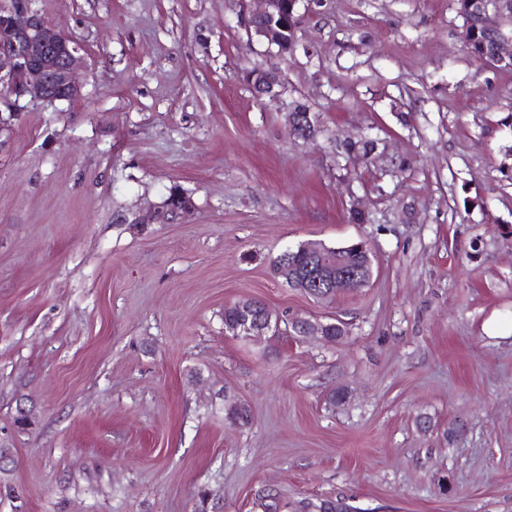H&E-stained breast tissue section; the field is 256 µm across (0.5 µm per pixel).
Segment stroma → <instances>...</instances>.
Wrapping results in <instances>:
<instances>
[{
  "mask_svg": "<svg viewBox=\"0 0 512 512\" xmlns=\"http://www.w3.org/2000/svg\"><path fill=\"white\" fill-rule=\"evenodd\" d=\"M33 6L83 87L0 113V512H512V70L456 0H296L285 54L260 0ZM308 241L370 285L288 287ZM241 299L349 332L236 337Z\"/></svg>",
  "mask_w": 512,
  "mask_h": 512,
  "instance_id": "1",
  "label": "stroma"
}]
</instances>
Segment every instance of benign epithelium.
Wrapping results in <instances>:
<instances>
[{
    "instance_id": "7a95c632",
    "label": "benign epithelium",
    "mask_w": 512,
    "mask_h": 512,
    "mask_svg": "<svg viewBox=\"0 0 512 512\" xmlns=\"http://www.w3.org/2000/svg\"><path fill=\"white\" fill-rule=\"evenodd\" d=\"M266 7L251 20L255 32L283 53L293 46L289 37L294 20L288 17V0H264ZM485 29L495 35L496 47L487 60L490 66L512 62V32L506 31L505 19L512 15V0H497L488 5L477 2ZM273 72L254 70V88L266 94L273 88ZM0 96L12 112L17 100L55 103L81 95L78 76L77 46L44 15L34 10L29 0H14L0 7ZM306 249L319 260L318 274L336 290L354 288L358 277L344 264L341 254L328 253L324 244L311 241Z\"/></svg>"
}]
</instances>
